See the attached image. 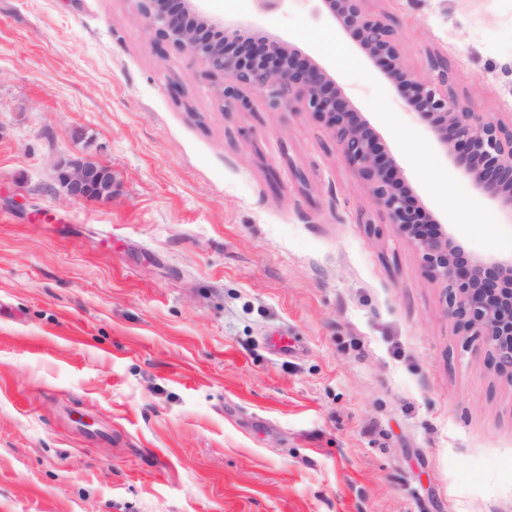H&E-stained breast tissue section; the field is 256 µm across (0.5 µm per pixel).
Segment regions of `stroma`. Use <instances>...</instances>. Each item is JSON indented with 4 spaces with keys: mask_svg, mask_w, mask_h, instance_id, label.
<instances>
[{
    "mask_svg": "<svg viewBox=\"0 0 512 512\" xmlns=\"http://www.w3.org/2000/svg\"><path fill=\"white\" fill-rule=\"evenodd\" d=\"M368 7L416 77L442 52L459 97L512 118V0ZM260 19L470 253H512V220L313 0ZM197 70L131 0H0V512H512V379L322 123L256 94L225 113ZM77 151L110 202L52 191Z\"/></svg>",
    "mask_w": 512,
    "mask_h": 512,
    "instance_id": "obj_1",
    "label": "stroma"
}]
</instances>
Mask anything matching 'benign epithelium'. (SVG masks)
<instances>
[{"label": "benign epithelium", "mask_w": 512, "mask_h": 512, "mask_svg": "<svg viewBox=\"0 0 512 512\" xmlns=\"http://www.w3.org/2000/svg\"><path fill=\"white\" fill-rule=\"evenodd\" d=\"M256 0L260 16L287 2ZM153 45L189 56L199 77L223 102L224 112H247L248 93L278 112H307L331 132L345 163L366 183L388 223L421 254L425 273L443 286L448 314L479 340L494 368L512 378V254L465 253L442 224L429 220L406 186L379 134L328 71L312 56L250 22L206 14L200 0H134ZM317 10L349 32L398 89L406 109L430 128L475 188L512 218V121L476 112L454 92L448 56L429 54V75L417 78L403 59L395 27L370 12L367 0H315ZM56 181L74 200L112 198V168L81 155L58 160Z\"/></svg>", "instance_id": "obj_1"}]
</instances>
